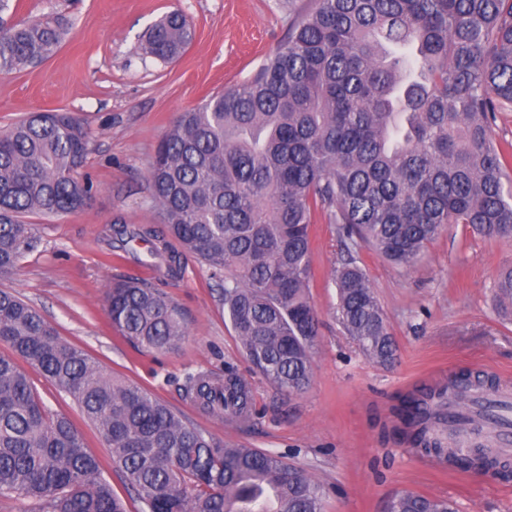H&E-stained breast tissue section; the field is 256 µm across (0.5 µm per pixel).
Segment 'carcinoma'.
Here are the masks:
<instances>
[{
  "label": "carcinoma",
  "mask_w": 512,
  "mask_h": 512,
  "mask_svg": "<svg viewBox=\"0 0 512 512\" xmlns=\"http://www.w3.org/2000/svg\"><path fill=\"white\" fill-rule=\"evenodd\" d=\"M67 29L31 17L0 30V71L49 58ZM192 39L171 12L145 33L144 53L174 61ZM512 109V0H316L253 79L179 113L148 172L158 224L113 237L148 246L172 275L190 255L217 282L244 358L288 396L307 390L319 317L310 295L312 224L326 214L347 258L332 271L339 323L370 359L390 364L396 345L358 250L412 266L449 224L512 238V164L492 139ZM90 132L69 112H37L0 133V276L37 247L25 216L84 210L92 187L78 177ZM182 252L168 250V239ZM512 309V267L495 281ZM113 328L146 349L169 351L187 334L181 309L138 278L106 293ZM0 495L49 512H126L71 420L50 410L21 367L65 392L109 447L147 512H322L326 489L283 456L233 448L187 424L138 384L104 372L63 343L52 324L0 291ZM483 385L460 373L448 389L422 388L394 407L414 449L506 472L486 448L459 457L438 438L421 401ZM210 412L254 420L251 383L191 377ZM388 512H456L446 498L403 494Z\"/></svg>",
  "instance_id": "carcinoma-1"
}]
</instances>
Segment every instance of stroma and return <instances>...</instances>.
<instances>
[{"label":"stroma","instance_id":"stroma-1","mask_svg":"<svg viewBox=\"0 0 512 512\" xmlns=\"http://www.w3.org/2000/svg\"><path fill=\"white\" fill-rule=\"evenodd\" d=\"M0 25L38 16L62 21L69 34L48 60L0 72V132L27 114L76 113L91 134L81 176L93 184L89 207L64 217L34 218L36 249L0 289L18 295L56 328L60 339L87 351L106 373L133 380L186 421L232 446L282 455L323 485V512H387L398 493L452 501L457 512H512V473L454 470L440 475L419 464V451L396 433L397 400L434 386L428 369H468L489 380L512 375V318L503 316L494 283L512 267V238H489L465 224L448 225L410 267L368 249L359 257L382 307L397 352L384 367L365 356L336 319L331 271L343 257L334 225L312 227L310 294L320 318L314 377L298 396L277 392L249 374L205 266L184 261L173 278L163 263L137 260L140 243L114 247V222L157 223L147 175L177 113L255 75L314 0H9ZM180 12L193 40L164 63L141 49L147 28ZM144 278L182 309L188 333L172 351L136 347L112 328L105 311L112 281ZM248 374L256 418L236 425L204 413L182 388L186 374H223L226 364ZM26 373L44 403L65 413L101 464L128 512H142L110 451L71 397L36 369Z\"/></svg>","mask_w":512,"mask_h":512}]
</instances>
